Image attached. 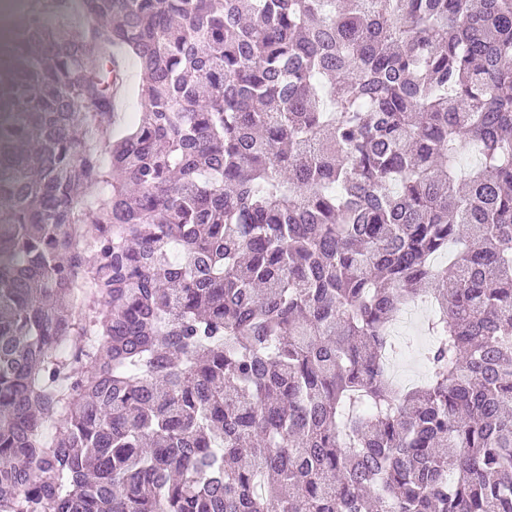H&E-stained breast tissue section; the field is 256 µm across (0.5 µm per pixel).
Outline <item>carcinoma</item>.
I'll list each match as a JSON object with an SVG mask.
<instances>
[{"mask_svg": "<svg viewBox=\"0 0 512 512\" xmlns=\"http://www.w3.org/2000/svg\"><path fill=\"white\" fill-rule=\"evenodd\" d=\"M25 28L0 512H512V0H49ZM125 71L128 85L120 105V112H139L140 104L134 94V88L139 84L141 80L140 70L132 59H126ZM429 313L430 311H422L417 320L412 324L411 328L406 333L405 336L412 337L413 348L400 359L402 362L397 367L398 370L404 375L416 378L413 386L419 385L423 381L426 374L423 352L430 343V337L428 335H420L418 332V327L420 322Z\"/></svg>", "mask_w": 512, "mask_h": 512, "instance_id": "1", "label": "carcinoma"}]
</instances>
